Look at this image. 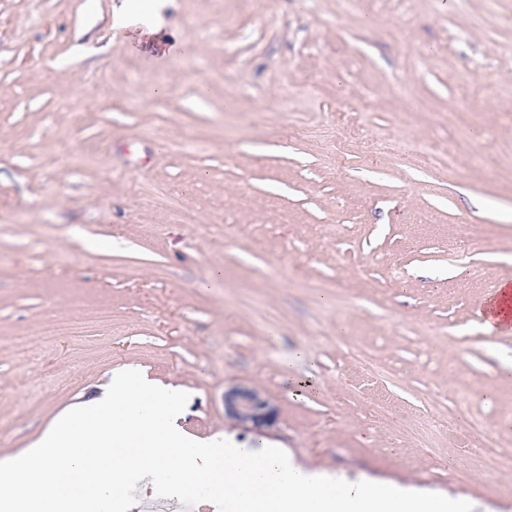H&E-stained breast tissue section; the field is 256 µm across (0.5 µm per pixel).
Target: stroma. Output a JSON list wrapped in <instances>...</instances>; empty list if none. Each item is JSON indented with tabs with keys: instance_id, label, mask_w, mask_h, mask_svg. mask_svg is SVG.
<instances>
[{
	"instance_id": "obj_1",
	"label": "stroma",
	"mask_w": 512,
	"mask_h": 512,
	"mask_svg": "<svg viewBox=\"0 0 512 512\" xmlns=\"http://www.w3.org/2000/svg\"><path fill=\"white\" fill-rule=\"evenodd\" d=\"M126 2L0 0V459L126 367L185 388L192 435L512 512L448 431L512 454V334L484 319L512 284V0ZM238 385L273 428L225 416ZM144 199L148 205L168 211L175 219L183 223L191 220L180 200L162 188L153 189ZM353 357L359 369L369 378L379 379L385 376L387 368L379 363L373 352L365 348L354 350ZM224 413L247 429L272 427L278 417L274 405L258 390L237 386L224 392Z\"/></svg>"
}]
</instances>
